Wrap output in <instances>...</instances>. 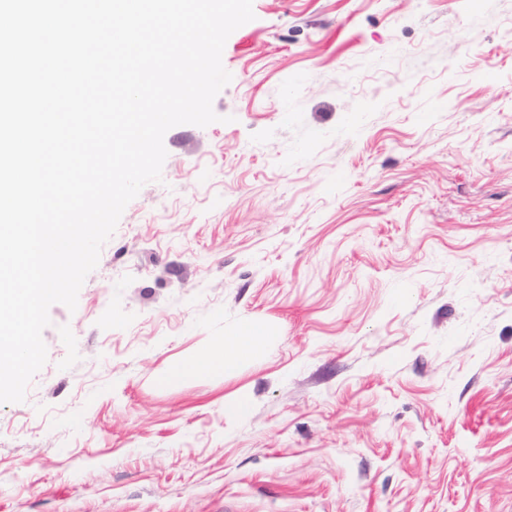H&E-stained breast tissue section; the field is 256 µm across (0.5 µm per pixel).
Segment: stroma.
Masks as SVG:
<instances>
[{
    "label": "stroma",
    "instance_id": "stroma-1",
    "mask_svg": "<svg viewBox=\"0 0 512 512\" xmlns=\"http://www.w3.org/2000/svg\"><path fill=\"white\" fill-rule=\"evenodd\" d=\"M253 12L0 404V512H512V0ZM265 332L255 328H245L232 342L240 354H246L260 348L267 340ZM234 359L224 356L223 346L216 347L212 355L190 359L166 376L169 382L195 377L204 373L229 374L236 370Z\"/></svg>",
    "mask_w": 512,
    "mask_h": 512
}]
</instances>
